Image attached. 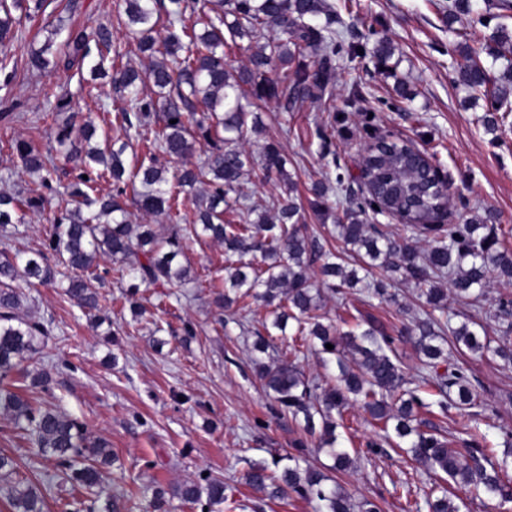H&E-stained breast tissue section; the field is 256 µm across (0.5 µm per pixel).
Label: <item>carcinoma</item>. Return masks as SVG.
<instances>
[{
    "mask_svg": "<svg viewBox=\"0 0 512 512\" xmlns=\"http://www.w3.org/2000/svg\"><path fill=\"white\" fill-rule=\"evenodd\" d=\"M124 4L127 27L149 58L141 70L125 67L112 75V82L129 99L128 108L115 115L124 137L102 144L95 141L96 126L90 118L59 129L58 142L81 162L70 183L72 208L55 220L43 248L25 258L10 254L6 244L25 223L26 212L40 207L46 192L53 190L55 168L46 167L31 141L18 138L13 143L24 169L39 175V180L13 195L0 194V382L14 374L16 383L28 378L34 385L48 381L46 371L34 373L29 364L51 328L18 315L22 302L30 299L24 289L59 283L67 299L99 325L102 318L96 311L112 305V298L88 288L85 276L97 270L102 258L108 259L109 271L117 279L130 281L125 299L134 310L135 289L142 285L180 288L189 283L190 267L180 261L189 238L181 224L180 196L205 185L207 189L193 197L190 233L224 244V280L220 286L209 285L213 303L222 308L252 298L270 307V322L263 323L264 333H256L254 350L261 356L252 360L254 371L276 410L302 419L304 431L318 436L317 449H328L333 461L329 470L346 471L355 463L337 434L344 410L355 402L384 439L395 436L402 443L400 450L427 470L448 476L458 491L512 499V480L496 467L495 449L487 446L486 434L480 430L482 424L496 427L492 417L473 413L468 439L457 448V441L438 428L424 429L428 422L416 415L430 407L423 393L436 397L435 405L443 414L452 407L477 406L479 394L466 369L453 364L438 372L439 362L448 360L447 345L473 353L489 350L512 362L507 336L512 330V299L505 297L499 303L498 317L506 326L501 343L493 349L471 329L473 322L453 327L435 315L447 311L448 286L477 303L491 272L512 284V252L498 247L500 228L477 219L425 223L442 201L441 192L424 179L421 159L405 145L378 139L365 159L372 188L367 196L359 200L347 196L340 175L334 186L327 182L314 187L313 205L333 218L330 234L343 244L338 252L301 223L296 182L278 144L266 143L257 158L245 146L248 134L259 132L258 117L249 111L256 103L283 96L322 101L335 83L336 59L361 53L388 58L393 55L390 43L378 39L372 47L357 50L330 27L332 6L327 0H170L161 34L160 0H124ZM19 5L18 0H0V49L17 37L12 9ZM188 12L198 16L201 30L185 24ZM466 18L485 24L484 14L474 9L471 0H448V29ZM269 27L280 28L283 38L254 42ZM244 38L251 42L249 66L237 70L224 61V46ZM65 46L64 55L52 61L45 57L50 49L45 46L31 55L30 66L69 69L89 55L82 30L69 32ZM485 51L493 61L504 62L499 74L465 47V63L456 70L454 81L486 98L483 122L493 132L498 112L512 98V28L496 27ZM134 140L146 148L149 162L130 168L127 151ZM202 145L209 148L207 162L191 164L189 159ZM159 154L181 166L169 169L158 163ZM251 171L261 180L274 177L283 187L275 214L248 205L245 176ZM107 176L114 181L113 194L98 191L97 182ZM332 188L341 196L340 213L326 206ZM129 192L142 215L167 221L164 234H157L152 224L132 223L124 201ZM231 207L238 214L236 224L224 220ZM401 213L407 217L403 227L411 235H433L427 249L401 242L368 223L371 215ZM346 253L356 257V266L345 265ZM397 277L413 283L425 299L422 315L403 332L420 355L421 366L414 376L398 359L395 338L373 322L365 321L367 328L358 332H340L321 313L327 291L340 294L360 287L369 297L392 301L388 288ZM291 320L296 323L295 334L316 340L324 365L337 366L334 382L322 385L308 378L297 360L267 354L269 338L288 336ZM328 344L333 348H326ZM0 412L11 419L37 457L62 467V479L79 494L94 492L102 482L103 468L116 461L107 441L91 439L87 426L59 407L36 405L1 386ZM294 447L296 453L286 456L285 465L280 458L270 466L254 465L246 475L247 484L259 492L270 491L272 497L294 493L316 499L322 512H378L374 503L356 504L340 485L328 484L332 477L305 461L307 441L299 439ZM15 466L11 456L0 453V495L12 512H44L43 493L29 482L11 480ZM143 494L149 495L150 512H170L174 498L184 504L202 503L207 512H222L225 500L224 481L219 478L172 489L157 483ZM425 504L428 512H460L446 489Z\"/></svg>",
    "mask_w": 512,
    "mask_h": 512,
    "instance_id": "carcinoma-1",
    "label": "carcinoma"
}]
</instances>
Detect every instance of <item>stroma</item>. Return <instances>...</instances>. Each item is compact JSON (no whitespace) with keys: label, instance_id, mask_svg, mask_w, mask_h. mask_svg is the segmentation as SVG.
<instances>
[{"label":"stroma","instance_id":"stroma-1","mask_svg":"<svg viewBox=\"0 0 512 512\" xmlns=\"http://www.w3.org/2000/svg\"><path fill=\"white\" fill-rule=\"evenodd\" d=\"M336 9L334 26L347 41L373 43L381 35L395 48L386 63L374 58H340L336 83L326 103L306 100L286 108L278 101L260 106L264 131L255 146L278 141L288 156V171L303 203V222L314 235H327L313 206L315 182L343 176L355 197H363L359 170L368 138L361 113L374 116L376 133L392 141H409L425 150L451 185L455 221L494 213L502 247L512 250V114L499 130L487 132L481 118L483 99L469 97L454 81V63L461 55L458 37L448 31V0H329ZM38 15L15 9L18 37L11 45L13 77L0 72V193L25 187L27 174L8 143L32 141L57 166L54 191L43 208L28 214L11 243L12 249H40L68 197L64 188L76 167L66 161L56 136L65 121L100 119L126 106L110 77H92L82 70L30 69L33 51L64 50L69 30L93 33L98 25L112 32V49L124 64H147L126 27L123 0H44ZM410 96L402 98L398 83ZM361 99L349 106L352 90ZM68 105L58 109V96ZM186 257L194 282L172 289L140 290L145 314L131 335L105 343L83 310L70 303L60 288H39L21 316L52 319L54 331L40 344L36 357L49 369L48 387L28 386L25 395L43 404L61 406L106 439L119 458L105 468L106 491L132 490L124 512H145L141 489L152 481L166 486L223 477L227 486L224 512H315L317 504L291 494L273 499L246 483L253 464L271 463L286 455L302 438L298 421L278 415L252 372V343L268 318L263 303L250 301L242 324H220L208 285L224 277V248L208 239L189 242ZM397 303L379 302L358 294L326 296L324 310L337 329L347 330L372 320L388 335L398 337L409 326L420 302L413 283L392 287ZM193 336H186V328ZM409 373L419 357L410 343L397 345ZM453 362L468 368L483 394L481 411L492 415L496 429L489 447L505 453L503 434L512 431V366L500 359L463 350ZM374 429L357 406L345 414L339 431L342 447L357 451L354 468L336 477L354 501L374 502L380 512H412L424 501L433 481L424 466L410 461L396 445L369 449ZM0 452L13 456L20 476L43 485L47 468L19 438L13 423L0 416Z\"/></svg>","mask_w":512,"mask_h":512}]
</instances>
